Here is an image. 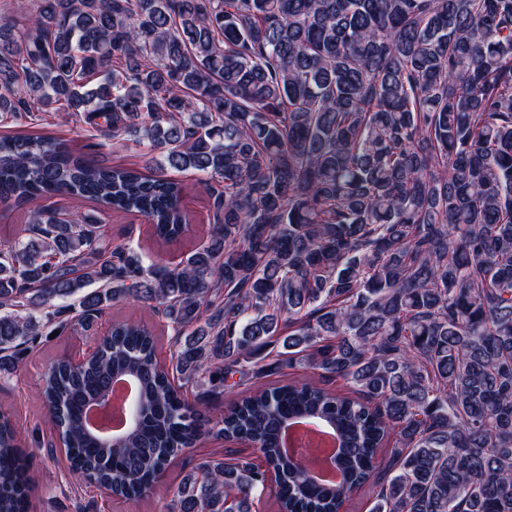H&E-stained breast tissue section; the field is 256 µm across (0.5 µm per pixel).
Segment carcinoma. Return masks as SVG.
Returning a JSON list of instances; mask_svg holds the SVG:
<instances>
[{"instance_id": "1", "label": "carcinoma", "mask_w": 512, "mask_h": 512, "mask_svg": "<svg viewBox=\"0 0 512 512\" xmlns=\"http://www.w3.org/2000/svg\"><path fill=\"white\" fill-rule=\"evenodd\" d=\"M0 18V115L63 109L160 150L101 166L43 133L0 135V365L72 299L87 328L149 303L174 331L120 322L74 369L42 376L75 484L156 493L169 512H252L267 471L211 457L175 489L159 469L216 434L258 445L279 512H512V0H19ZM205 180L206 243L177 265L112 245L60 193L134 213L163 241L189 219L175 172ZM344 380L261 384L214 416L206 400L280 363ZM135 381L134 432L102 445L89 400ZM304 421L335 434L338 480L305 482L284 447ZM389 448H384L388 441ZM387 456L386 480L376 478ZM0 413V512H30L29 461ZM28 219L25 207H5L0 204V238H27L22 228Z\"/></svg>"}]
</instances>
